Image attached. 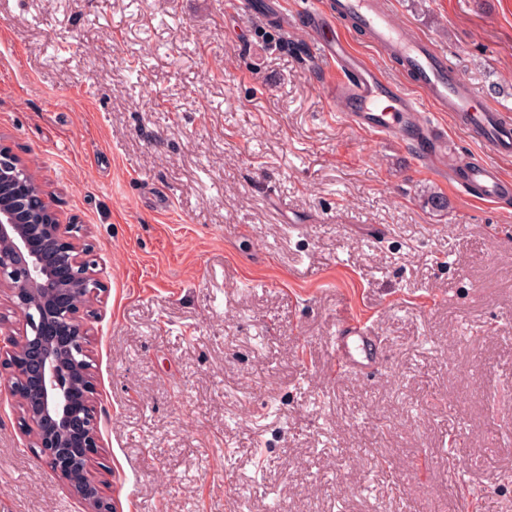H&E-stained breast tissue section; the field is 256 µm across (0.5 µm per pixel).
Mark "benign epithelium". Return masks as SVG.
<instances>
[{
    "mask_svg": "<svg viewBox=\"0 0 512 512\" xmlns=\"http://www.w3.org/2000/svg\"><path fill=\"white\" fill-rule=\"evenodd\" d=\"M29 164L0 145V180L16 178ZM39 182L14 201H0V292H8L29 325L28 335L0 339L10 387L33 425L51 469L83 503L85 512H109L86 475L88 456L76 448L98 447L93 410L95 386L87 352L84 303L100 282L86 267L87 251L75 227L60 223Z\"/></svg>",
    "mask_w": 512,
    "mask_h": 512,
    "instance_id": "benign-epithelium-1",
    "label": "benign epithelium"
}]
</instances>
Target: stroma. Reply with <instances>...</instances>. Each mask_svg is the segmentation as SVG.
Masks as SVG:
<instances>
[{
  "instance_id": "stroma-1",
  "label": "stroma",
  "mask_w": 512,
  "mask_h": 512,
  "mask_svg": "<svg viewBox=\"0 0 512 512\" xmlns=\"http://www.w3.org/2000/svg\"><path fill=\"white\" fill-rule=\"evenodd\" d=\"M512 113V0H387ZM234 0H0V139L87 232L112 512H512V207L331 116ZM447 210L426 207L429 192ZM384 348L337 374L342 319ZM0 388V512H83Z\"/></svg>"
}]
</instances>
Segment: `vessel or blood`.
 <instances>
[{
	"label": "vessel or blood",
	"mask_w": 512,
	"mask_h": 512,
	"mask_svg": "<svg viewBox=\"0 0 512 512\" xmlns=\"http://www.w3.org/2000/svg\"><path fill=\"white\" fill-rule=\"evenodd\" d=\"M343 19L366 31L372 44L409 62L417 95L405 93L353 48L346 33L335 27ZM315 37L316 53L333 74L331 98L346 123L380 138L417 146L418 162L446 172L449 185L458 193L492 204L512 195V177L485 161L462 169L448 167L452 151L448 131L442 123L425 118L423 109L449 113L475 130L481 143L505 156L512 154V115L498 111L468 87L445 54L420 35L397 26L383 0H337L332 12L317 13ZM380 359V340L368 326L353 320L339 325L338 372L367 374L378 368Z\"/></svg>",
	"instance_id": "vessel-or-blood-1"
}]
</instances>
